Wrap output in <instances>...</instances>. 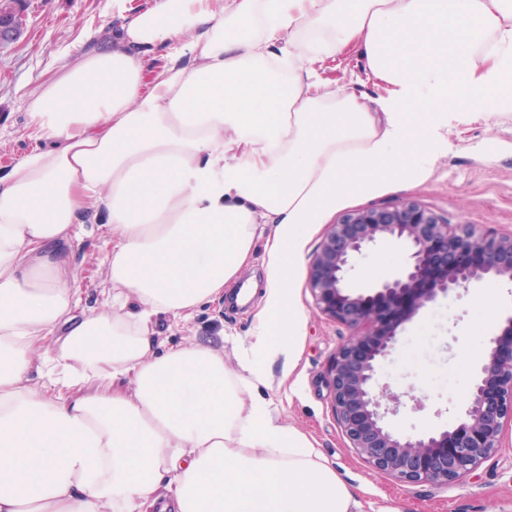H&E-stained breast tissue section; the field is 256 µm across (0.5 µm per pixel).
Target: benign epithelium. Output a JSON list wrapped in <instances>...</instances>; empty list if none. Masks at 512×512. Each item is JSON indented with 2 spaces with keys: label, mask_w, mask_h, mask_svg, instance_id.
<instances>
[{
  "label": "benign epithelium",
  "mask_w": 512,
  "mask_h": 512,
  "mask_svg": "<svg viewBox=\"0 0 512 512\" xmlns=\"http://www.w3.org/2000/svg\"><path fill=\"white\" fill-rule=\"evenodd\" d=\"M17 33L15 16L0 10V40ZM394 243L405 253L392 276L371 288H350L349 273L365 252ZM512 285V233L451 227L413 200L356 209L331 225L314 255L307 287L315 308L355 330L335 354L325 385L350 447L373 470L405 483L452 486L502 449L512 423V313L499 318L480 367L449 426L402 435L385 423L381 398L401 405L378 368L413 320L457 290Z\"/></svg>",
  "instance_id": "obj_1"
}]
</instances>
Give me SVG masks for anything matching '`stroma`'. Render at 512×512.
I'll return each mask as SVG.
<instances>
[{
    "instance_id": "obj_1",
    "label": "stroma",
    "mask_w": 512,
    "mask_h": 512,
    "mask_svg": "<svg viewBox=\"0 0 512 512\" xmlns=\"http://www.w3.org/2000/svg\"><path fill=\"white\" fill-rule=\"evenodd\" d=\"M120 24L112 0H24L18 39L0 43V170L11 168L36 148L29 136L30 94L47 85L89 51L109 50ZM326 89L354 94L370 104L384 97L386 85L370 72L365 52L353 44L318 69ZM412 199L450 226L475 224L480 229L512 233V110L493 113L468 108L448 119V145L436 156L431 174L412 184L391 183L352 199L311 225L301 260L289 286L305 320L298 338V357L281 354L266 360L270 386L262 400L283 424L305 433L361 503V512H512V428L504 431L503 448L462 482L435 487L407 484L369 468L350 448L332 412L324 384L326 369L353 329L322 315L306 286L308 266L331 224L345 211ZM73 263L77 275L78 314L100 310L106 288L104 260L115 229L105 218L75 227ZM397 246L368 249L349 275L355 288H366L394 273L402 264ZM268 257L256 249L221 299L198 306L174 321L159 316L156 331L165 346L199 343L222 349L227 372H237L242 348L257 314L263 291L246 304L236 294L247 280L265 282ZM479 289L455 292L416 321L398 350L382 361L380 377L395 393L423 400L422 408L406 403L389 423L405 435L452 424L463 406L466 386L481 362L490 329L478 303Z\"/></svg>"
}]
</instances>
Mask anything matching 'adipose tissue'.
Listing matches in <instances>:
<instances>
[{"mask_svg":"<svg viewBox=\"0 0 512 512\" xmlns=\"http://www.w3.org/2000/svg\"><path fill=\"white\" fill-rule=\"evenodd\" d=\"M353 41L390 86L377 108L322 90L317 64ZM489 89L512 109V0H156L34 92L49 146L0 172V512H136L164 477L172 512H358L252 397L269 383L254 356L302 325L285 281L306 226L426 177L449 111ZM102 212L118 231L109 288L76 321L67 248ZM265 222V308L239 372L206 345L156 354L154 317L222 296Z\"/></svg>","mask_w":512,"mask_h":512,"instance_id":"adipose-tissue-1","label":"adipose tissue"}]
</instances>
